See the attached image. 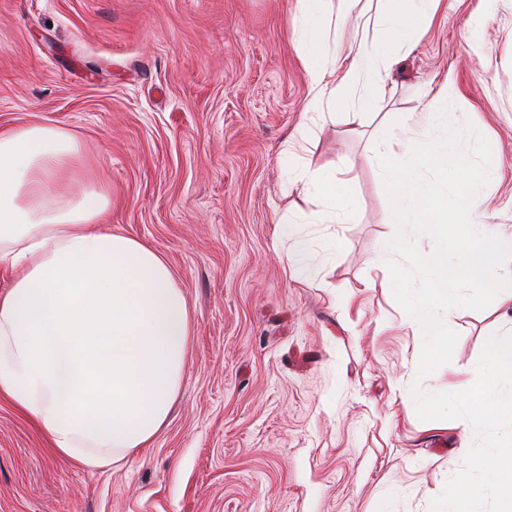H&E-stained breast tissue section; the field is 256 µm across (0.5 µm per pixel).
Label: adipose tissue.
I'll list each match as a JSON object with an SVG mask.
<instances>
[{"label": "adipose tissue", "instance_id": "ef3b65f1", "mask_svg": "<svg viewBox=\"0 0 512 512\" xmlns=\"http://www.w3.org/2000/svg\"><path fill=\"white\" fill-rule=\"evenodd\" d=\"M359 2L297 0L294 34L321 111L301 113L289 155L343 102L348 132L359 134L442 0H376L359 15L364 36L337 52V31ZM86 167L79 141L60 125L0 133V267L15 272L0 295V399L32 418L57 458L108 470L164 426L193 322L163 254L103 224L112 194L86 181ZM348 172L344 164L289 167V181L316 205L305 223L352 218Z\"/></svg>", "mask_w": 512, "mask_h": 512}]
</instances>
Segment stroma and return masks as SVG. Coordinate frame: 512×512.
Returning <instances> with one entry per match:
<instances>
[{"mask_svg": "<svg viewBox=\"0 0 512 512\" xmlns=\"http://www.w3.org/2000/svg\"><path fill=\"white\" fill-rule=\"evenodd\" d=\"M296 0H0V131L66 127L112 192L113 230L167 259L194 323L188 371L150 448L90 471L54 457L0 399V512H429L475 440L469 422L421 420L414 381L454 392L512 297L459 308L452 358L418 379L423 335L392 293L378 142L447 83L458 122L490 143L483 221L512 233V0H444L360 135L345 110L307 145L352 161L355 217L315 272L280 256L281 215L308 211L284 149L311 106L292 36ZM489 13L479 35L472 15Z\"/></svg>", "mask_w": 512, "mask_h": 512, "instance_id": "35a3bbf8", "label": "stroma"}]
</instances>
